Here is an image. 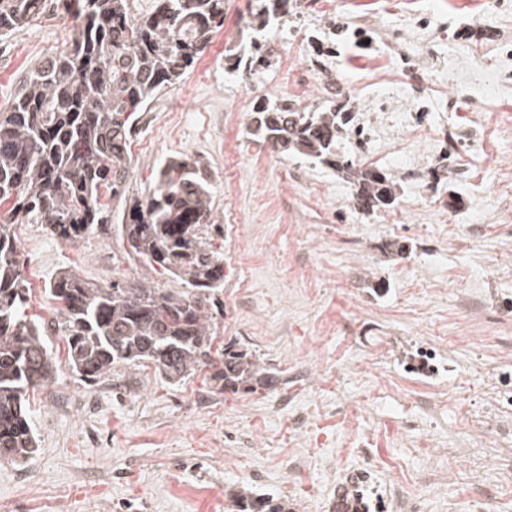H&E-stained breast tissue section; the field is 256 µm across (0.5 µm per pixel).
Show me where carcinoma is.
<instances>
[{"label": "carcinoma", "mask_w": 512, "mask_h": 512, "mask_svg": "<svg viewBox=\"0 0 512 512\" xmlns=\"http://www.w3.org/2000/svg\"><path fill=\"white\" fill-rule=\"evenodd\" d=\"M82 19L70 47L43 61L0 107V460H28L38 450L30 391L54 371L46 324L29 315L30 292L12 225L43 224L74 243L112 230L110 202L126 193L129 153L139 114L178 84L222 26L224 0H60ZM290 0H253L245 25L257 32L288 15ZM48 0H0V35L43 14ZM349 105L341 93L301 110L286 98L254 105L249 134L281 154L319 162L346 175L363 211L390 206L396 182L338 152ZM146 201L121 225L127 253L187 289L138 282L101 285L64 270L48 291L60 304L66 363L97 383L126 364H153L171 384L198 374L222 390L272 391L279 378L236 344L213 349L212 312L202 297L224 287V254L214 248L210 174L199 161L173 158L156 173ZM108 201H103V198ZM238 512H291L288 500L247 492Z\"/></svg>", "instance_id": "cac0c4a2"}]
</instances>
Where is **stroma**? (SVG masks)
Listing matches in <instances>:
<instances>
[{"instance_id":"stroma-1","label":"stroma","mask_w":512,"mask_h":512,"mask_svg":"<svg viewBox=\"0 0 512 512\" xmlns=\"http://www.w3.org/2000/svg\"><path fill=\"white\" fill-rule=\"evenodd\" d=\"M444 15L443 35L419 40L411 0H381L370 21L367 52L379 65L345 66L336 82L351 101L390 84H423L440 100L428 149L452 152L448 178L431 166L405 171L395 202L372 213L353 206V187L328 167L284 157L246 129L255 102L288 98L321 105L314 37L332 21L356 26L357 5L315 0L309 14L288 17L268 38L287 70L260 67L248 81L228 72L248 0H224V23L182 82L155 98L131 140L127 201L150 196L153 177L172 157L201 160L211 175V220L221 235L224 286L209 301L218 344L230 342L280 370L281 388L232 393L196 375L170 384L151 367L127 365L88 385L66 367L63 336H48L56 375L32 392L39 450L25 462L0 461V512H236L243 487L282 497L307 512H329L334 489L327 461L357 464L340 424L305 435L306 469L292 475V421L311 406L342 407L374 437L383 478L400 477L422 496L425 512H474L476 488L493 472L473 471L458 451L476 448L512 463L500 437L469 433L491 409L488 385L512 378V84L479 95L470 81L450 82L445 59L495 61L512 45V12L484 10L479 0H431ZM78 21L65 9L0 37V102L29 71L72 42ZM425 42L414 76L396 62V41ZM480 127L478 147L465 133ZM13 231L31 288L30 314L50 322L59 307L46 293L72 266L101 283L174 280L126 253L120 231L93 232L76 243L54 239L44 225ZM437 336L444 370L437 386L406 373L400 353L416 336ZM434 439L442 453L429 463L416 443ZM448 474L434 489L419 480L429 466ZM263 471V483L248 473Z\"/></svg>"}]
</instances>
